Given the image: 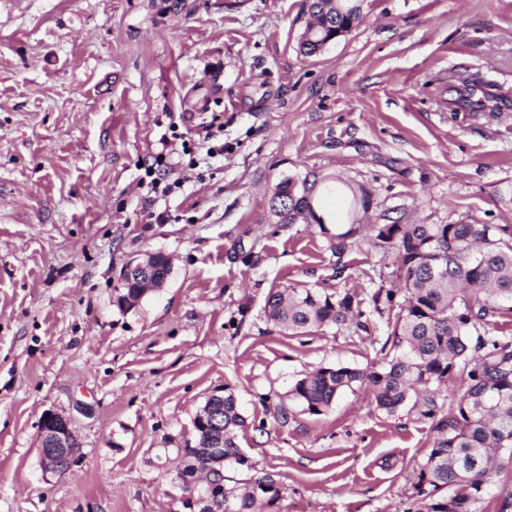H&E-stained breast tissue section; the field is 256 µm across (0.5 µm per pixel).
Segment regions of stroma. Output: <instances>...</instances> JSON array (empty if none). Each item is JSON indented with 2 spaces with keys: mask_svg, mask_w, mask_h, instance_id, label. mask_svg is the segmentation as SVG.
Here are the masks:
<instances>
[{
  "mask_svg": "<svg viewBox=\"0 0 512 512\" xmlns=\"http://www.w3.org/2000/svg\"><path fill=\"white\" fill-rule=\"evenodd\" d=\"M307 3L0 0V512H181L166 451L224 388L280 512H406L430 421L360 386L285 426L264 407L317 368L381 366L397 311L371 296L395 287V252L360 233L336 259L270 199L337 177L374 217L512 225V109L452 121L447 86L465 71L512 94V0H362L312 57ZM216 116L223 152L149 196L170 124L191 139ZM149 252L171 257L168 281L120 310V271ZM303 286L357 294L366 330L268 322V292ZM49 410L79 443L61 475L40 465Z\"/></svg>",
  "mask_w": 512,
  "mask_h": 512,
  "instance_id": "obj_1",
  "label": "stroma"
}]
</instances>
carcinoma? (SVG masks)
<instances>
[{
    "instance_id": "obj_1",
    "label": "carcinoma",
    "mask_w": 512,
    "mask_h": 512,
    "mask_svg": "<svg viewBox=\"0 0 512 512\" xmlns=\"http://www.w3.org/2000/svg\"><path fill=\"white\" fill-rule=\"evenodd\" d=\"M310 37L299 44L301 54L312 57L324 49L336 29L361 19V0H310ZM472 76L448 77L451 118L463 93L483 89ZM507 97L492 92L473 106L469 115L489 112L496 116ZM317 182L291 178L279 182L276 196L288 198V207L273 209L280 224L312 219L330 235L331 250L342 259L349 240L360 228L373 232L381 245L397 251L400 288L375 291L374 310L392 307L396 295L403 301L390 338L397 353L380 368L321 367L297 380L275 404L274 416L282 425L298 414H320L336 398L356 385H368L377 407L393 413L408 406L417 417L431 421L435 433L425 460L417 463L413 486L415 512H476L501 469L500 453L512 448V336L490 328V318L512 312L501 303L512 302L511 224H402L386 214L380 224H349L335 234L317 215ZM353 213H366L371 193L363 186L349 187ZM355 295H328L313 288L270 292L265 302L267 318L284 330L341 326L348 320L367 330L364 312ZM466 376L467 390L445 404L441 400L454 373ZM205 402L201 414L209 405ZM224 416V433L194 420L195 448L190 443L175 449L179 460L175 477L206 469L219 455L224 468V505L230 512H277L282 484L270 473L245 462L237 443L246 426L234 392L224 390V400L213 403Z\"/></svg>"
}]
</instances>
